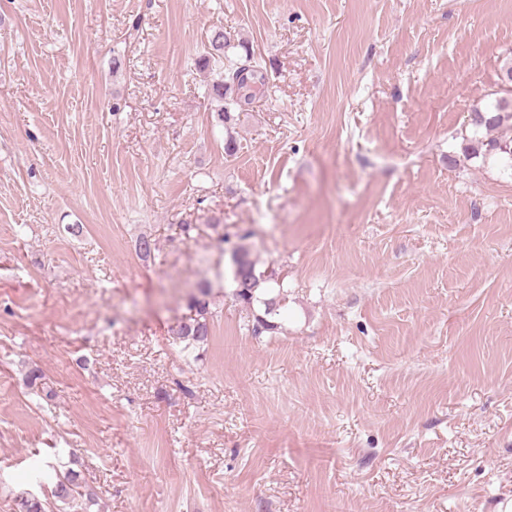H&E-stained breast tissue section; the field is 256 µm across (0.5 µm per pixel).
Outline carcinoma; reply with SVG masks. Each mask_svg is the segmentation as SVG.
I'll return each instance as SVG.
<instances>
[{
  "mask_svg": "<svg viewBox=\"0 0 512 512\" xmlns=\"http://www.w3.org/2000/svg\"><path fill=\"white\" fill-rule=\"evenodd\" d=\"M231 47L230 38L224 32H213L204 53L200 56V67L207 68L214 62L226 58V52ZM259 64L254 53L245 50V56L236 61H229L224 69V78L208 84L205 94L208 98L220 104L218 109L219 121L228 124L232 121L231 111L235 107L248 104L256 96L253 84L257 79ZM472 125L483 128L490 133L498 129L512 132V98L501 97L485 109H476L471 115ZM463 151L472 157L482 156L507 158L512 167V135L500 137L486 136L484 138H471L466 140ZM240 258V275L248 280L246 288L233 290L236 301L246 305L254 311V324L252 332L259 336L264 332L273 333L279 328L273 321L281 307L282 292L280 281L275 278L274 272L260 271L257 262L252 258L249 247L238 245L233 249ZM263 307V313H255V305ZM192 308L194 314L180 325L174 336L189 346L203 345L210 336L209 303L198 297L193 298ZM79 495V474L70 470L60 476L53 485L50 496L53 502L41 501L35 497L22 498L18 503L19 512H48L53 503L72 505Z\"/></svg>",
  "mask_w": 512,
  "mask_h": 512,
  "instance_id": "carcinoma-1",
  "label": "carcinoma"
}]
</instances>
